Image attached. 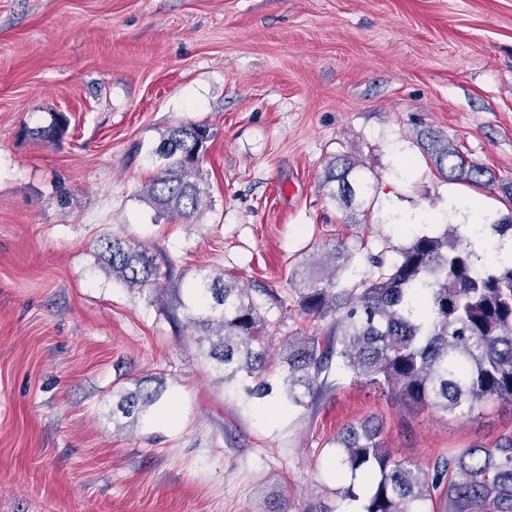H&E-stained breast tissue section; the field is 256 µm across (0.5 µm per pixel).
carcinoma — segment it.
I'll return each instance as SVG.
<instances>
[{
    "mask_svg": "<svg viewBox=\"0 0 512 512\" xmlns=\"http://www.w3.org/2000/svg\"><path fill=\"white\" fill-rule=\"evenodd\" d=\"M69 126L56 112L38 137L56 141ZM215 133L205 123H187L166 132L155 149L164 161L142 188L141 198L158 213L191 224L208 195L203 157ZM423 146L446 179L491 186L495 176L470 160L446 137L432 132ZM364 165L342 160L328 164L324 183L331 196L353 209L370 189ZM325 263L304 266L303 287L295 289L299 314L328 321L321 334L288 338L282 351L287 369L277 385L265 377L269 326L251 289L211 271L179 288L173 267L157 253L109 236L98 259L112 278L129 288L168 296L167 318L198 336L201 352L251 397L272 392L290 406L311 407L329 394L332 368L346 372L408 405L464 417L478 404L512 403V261L489 267L452 228L422 234L386 262L372 258L377 274L352 285L336 276L356 256L344 242L323 248ZM157 394L142 383L120 394L125 415L145 410ZM338 468L361 473L360 495L349 485L340 499L361 502L358 512H427L442 499L443 512H512V436L492 448H464L431 467L396 460L383 448L380 429L367 422L349 426L336 438Z\"/></svg>",
    "mask_w": 512,
    "mask_h": 512,
    "instance_id": "carcinoma-1",
    "label": "carcinoma"
}]
</instances>
